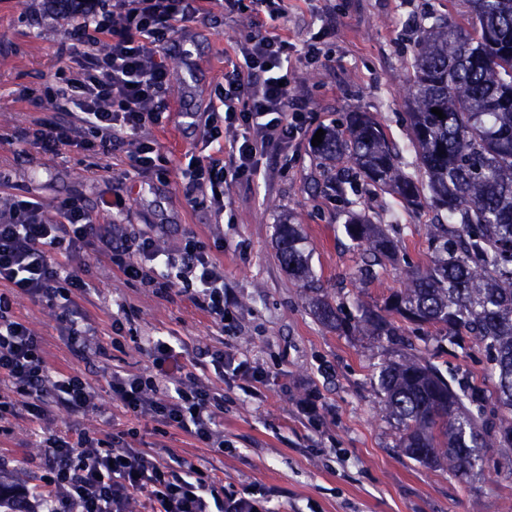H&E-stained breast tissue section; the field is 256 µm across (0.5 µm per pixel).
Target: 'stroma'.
Returning a JSON list of instances; mask_svg holds the SVG:
<instances>
[{"label":"stroma","instance_id":"35a3bbf8","mask_svg":"<svg viewBox=\"0 0 512 512\" xmlns=\"http://www.w3.org/2000/svg\"><path fill=\"white\" fill-rule=\"evenodd\" d=\"M288 39L315 44L316 58L294 56L293 97L308 100L306 129L287 159L269 160L260 175L226 188L222 216L194 207L184 192L179 168L186 154L224 155L223 140L203 146L193 117H206L224 82V53L245 32L246 16H228L219 0L209 15L187 23L167 45L172 80L155 139L157 169L131 174L124 151L92 154L72 147L47 155L18 141V134L50 117L51 109L26 99L30 90L56 83L71 66L75 49L62 21L41 17L38 0H0V202L25 195L50 206L78 195L88 206L116 195L125 200L119 215L98 213L101 224L125 225L131 235L154 237L177 252L186 232H194L224 264V293L233 317L215 323L187 295L163 297L127 280L102 257L77 260L93 288L79 307L97 330L107 352L77 358L62 339L56 311L27 297L13 300L14 316L41 336L50 370L78 373L100 393L96 414L77 418L80 428L102 430L111 416L153 442L154 421L121 416L107 393L105 371L143 367L151 336H175L185 354L230 346L237 361L266 371L251 384L224 371V453L182 432L166 443L201 471L219 468L224 490L266 501L269 512H512V448H487L478 467L463 476L408 458L399 446L395 420L380 412L381 363L395 357L394 346L354 330L338 331L312 313L311 294L280 265L276 227H300L315 280L341 308L372 305L405 288L406 271L430 261L432 215L403 206L393 193L365 182L338 192L336 170L312 150L322 126H342L350 112L371 113L399 150L401 168L417 173L404 106L412 74L417 30L434 17L467 12L465 0H288ZM167 169L159 180L158 169ZM366 213L372 223L389 224L398 240L396 260L375 266L370 278L355 274L362 250L347 236L349 212ZM414 353L436 364L446 378L469 373L492 392L483 344L462 337L459 345H439L431 326H404ZM0 443V479L26 483L28 462L38 455L39 437L27 422L13 424Z\"/></svg>","mask_w":512,"mask_h":512}]
</instances>
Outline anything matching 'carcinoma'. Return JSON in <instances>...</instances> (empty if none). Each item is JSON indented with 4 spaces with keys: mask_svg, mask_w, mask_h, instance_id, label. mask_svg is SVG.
Masks as SVG:
<instances>
[{
    "mask_svg": "<svg viewBox=\"0 0 512 512\" xmlns=\"http://www.w3.org/2000/svg\"><path fill=\"white\" fill-rule=\"evenodd\" d=\"M466 2L468 24L441 17L416 37L406 106L421 175L400 169L396 148L368 112L349 113L343 129L324 128L313 147L330 164H352L354 179L437 216L429 265L408 270L407 287L383 306L359 302L356 315L343 316L325 296L311 301L328 326L377 339L399 335L397 315L439 328L452 344L465 335L484 345L496 404L505 411L492 431L473 383L451 384L433 364L407 354L379 371L383 412L399 425L405 454L455 475L473 468L479 448L512 447V0ZM434 107L445 118L431 113ZM344 228L363 247L360 278L395 259L389 229L358 213ZM276 247L289 275L313 282L294 225L278 226Z\"/></svg>",
    "mask_w": 512,
    "mask_h": 512,
    "instance_id": "obj_1",
    "label": "carcinoma"
}]
</instances>
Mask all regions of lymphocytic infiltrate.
I'll list each match as a JSON object with an SVG mask.
<instances>
[{
    "instance_id": "obj_1",
    "label": "lymphocytic infiltrate",
    "mask_w": 512,
    "mask_h": 512,
    "mask_svg": "<svg viewBox=\"0 0 512 512\" xmlns=\"http://www.w3.org/2000/svg\"><path fill=\"white\" fill-rule=\"evenodd\" d=\"M67 15V36L80 44L71 78L46 88L34 102L55 106L73 101L70 119L53 118L24 132L25 144L55 155L66 147L93 153L125 150L133 171L153 168L156 144L145 135L159 121L156 100L169 86L164 47L183 24L203 17L200 0H51ZM226 14H244L249 28L235 43L236 62L224 72L220 108L211 113L203 142H224L223 159L189 157L186 195L191 203L224 212L228 183L252 180L264 160L287 152L302 129L308 103L290 96L294 46L269 32L288 17V0H222ZM56 219L43 204L12 196L0 208V435L12 421L41 425L60 414L85 416L97 408L98 393L79 374L50 373L42 340L12 313V300L26 296L62 305L57 320L64 340L79 355L103 352L68 307L92 287L72 258L85 250L109 259L131 281L167 293H189L192 303L216 321L230 313L224 299V267L196 234H188L179 256L151 237H130L124 225L98 224L81 198L57 202ZM179 266L177 279L157 280L156 267ZM148 365L133 373L106 374L108 394L124 413L156 421L153 447H137L136 430L111 439L92 430L55 428L40 441L42 472L35 483L11 485L0 496V512H263L258 500L224 493L217 477L204 474L169 448L165 437L178 430L210 448L224 446V391L217 383L228 351L187 357L174 336H155L146 349ZM213 372L214 381L202 373Z\"/></svg>"
}]
</instances>
